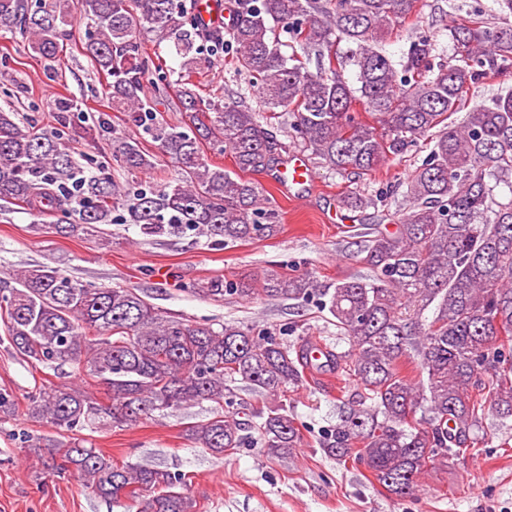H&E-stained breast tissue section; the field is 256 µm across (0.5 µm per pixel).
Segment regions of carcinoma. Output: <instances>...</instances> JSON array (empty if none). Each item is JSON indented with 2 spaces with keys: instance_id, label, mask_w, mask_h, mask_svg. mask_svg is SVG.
Returning <instances> with one entry per match:
<instances>
[{
  "instance_id": "carcinoma-1",
  "label": "carcinoma",
  "mask_w": 512,
  "mask_h": 512,
  "mask_svg": "<svg viewBox=\"0 0 512 512\" xmlns=\"http://www.w3.org/2000/svg\"><path fill=\"white\" fill-rule=\"evenodd\" d=\"M238 2L227 35L207 37L175 0H0V36L25 30L28 50L51 70L79 11L93 29L83 50L107 80L111 109L138 131L112 140V161L135 176L155 169L157 155L141 142L148 136L175 166L160 189L124 190L107 166L87 171L74 157L71 144L91 131L72 120L81 110L77 100L57 97L55 125L41 128L0 106V202L35 224L45 215L73 218L55 225L65 235H102L122 207L126 221L150 237L193 231L229 246L277 236L278 210L241 174L279 163L281 143L241 94L215 101L188 82L152 78L139 36L147 30L173 43L186 71L199 65L205 45L217 53L229 45L234 70L249 78L264 108L288 115L301 146L334 173L375 172L429 139L420 163L385 190L401 196L405 213L395 232L366 240L370 275L324 285L309 272L272 269L259 280L213 279L197 288L208 298L318 296L349 348L329 353L315 369L313 343L304 337L285 344L241 323L189 325L133 289L95 288L37 265L0 295L10 348L48 368L76 366L106 389L110 404L81 385H61L39 391L31 417L67 433L129 427L156 413L224 403L239 382L267 405L245 418L216 412L187 424L185 435L222 454L240 447L242 432L252 428L264 456L285 460L303 442L288 393L307 384V372L336 368L358 388L319 448L329 457L354 456L390 496L403 498L428 467L462 456L486 417L512 420V87L471 103L486 81L512 80V0H493L492 21L481 10L452 20L449 57L437 34L417 28L397 61L384 43L415 24L421 0ZM279 26L288 33V53L272 37ZM155 80L175 88L180 123L149 105L144 90ZM358 104L370 120L360 118ZM458 112L459 123L452 119ZM205 146L230 154L235 170L209 162ZM381 199L348 191L337 203L355 211ZM426 310L432 319L424 324ZM411 359L420 363L418 380L400 371ZM53 455L57 469L75 468L101 497L141 499L139 512H196L179 490V474L118 466L78 438L54 444Z\"/></svg>"
}]
</instances>
